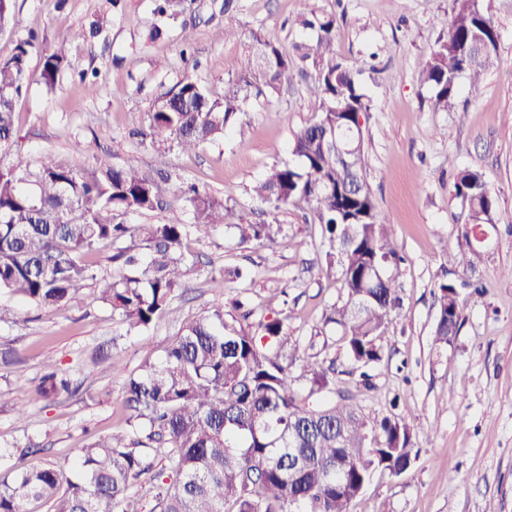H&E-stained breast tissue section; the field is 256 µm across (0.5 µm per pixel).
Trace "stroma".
<instances>
[{
    "label": "stroma",
    "instance_id": "35a3bbf8",
    "mask_svg": "<svg viewBox=\"0 0 512 512\" xmlns=\"http://www.w3.org/2000/svg\"><path fill=\"white\" fill-rule=\"evenodd\" d=\"M156 0H13V24L0 32V60L19 41L35 39L32 78L16 103V150L30 160L51 154L80 167L108 157L147 168L154 150L142 141L155 100L184 77L213 97L247 66L252 35L276 39L288 56L310 32L297 25L310 12L335 14L336 52L347 63L376 57L378 72L359 85L369 107L361 116L367 175L382 216L395 228L400 308L372 367L374 390L352 374L341 333L323 323L344 292L338 271L322 270L327 244L306 204L275 210L257 203L252 187L273 166L291 163L289 146L313 121L307 86L311 67L290 69L264 106L195 152L167 154L164 197L184 219L188 202L175 193L197 184L233 205L246 224H278L272 245L242 244L218 225L203 240L189 238L188 272L175 289L177 318L127 333L120 317L98 302V285L60 308L16 301L18 323H0V348L15 360L0 369V476L50 462H72L74 451L124 427V387L131 373L159 361L181 320L195 319L236 299L267 314L285 312L302 356L334 359L336 387L351 392L369 418L397 411L418 452L399 477L376 473L353 512H512V0H481L498 32L495 64L477 90L462 88L449 110L435 108L420 72L446 38L453 0H184L174 18ZM232 26L222 42L215 29ZM86 30L83 39L76 30ZM192 31L184 44V31ZM66 43L68 63L54 89L37 79L41 52ZM95 77L88 93L82 76ZM482 173L497 199L493 235L480 269L484 289H460L462 322L454 342L436 349L432 331L437 285L448 279V255L463 243L467 208L452 193L459 169ZM244 268L247 280L224 282L219 270ZM102 346L119 353L122 370L92 367ZM65 369L79 389L52 402L30 400L45 362Z\"/></svg>",
    "mask_w": 512,
    "mask_h": 512
}]
</instances>
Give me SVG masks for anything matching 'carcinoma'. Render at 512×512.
<instances>
[{
  "mask_svg": "<svg viewBox=\"0 0 512 512\" xmlns=\"http://www.w3.org/2000/svg\"><path fill=\"white\" fill-rule=\"evenodd\" d=\"M299 25L314 33L298 46L299 60L314 70L307 87L315 120L294 136L295 164L275 165L253 187L254 198L276 208L308 204L329 241L325 262L339 267L345 300L324 315L335 324L353 370L382 361L391 315L400 306V254L392 226L378 210L366 176L357 116L369 110L352 66L336 55V17L311 14ZM498 34L479 0H454L447 38L437 42L420 73L435 107L452 106L461 78L477 89L494 65ZM251 65L214 98L186 77L148 112L140 135L163 171L168 151L195 150L224 134L247 111L251 98L274 91L296 60L277 41L253 34ZM34 44L24 40L0 60V291L40 307H61L83 296L97 279L88 257L136 238L141 250L121 248L110 257L124 272L112 277L96 300L119 315L127 332L140 333L172 313L170 296L184 277L187 228L205 237L233 217L224 199L194 185L182 189L193 224L171 213L164 224H125L115 218L162 207V187L152 174L128 162L103 158L77 167L46 156L35 166L13 152L15 102L31 73ZM65 43L44 50L39 78L49 89L65 69ZM453 188L467 204L474 229L494 223L496 200L483 175L456 172ZM239 242L273 243L272 224H232ZM485 248L470 244L448 253L464 275L478 271ZM457 284L438 286L433 342L446 348L461 320ZM237 317L217 308L184 321L157 363L132 375L126 386L131 429L144 424L134 444L164 450L172 471L152 472L146 455L121 431L77 449L71 479L50 463L8 482L0 481V512H27L32 499L54 512H137L130 490L149 476L153 512H352L372 475L404 474L416 454L404 418H368L349 392L336 390L334 362L302 365L306 396L293 388L288 364L297 361V339L287 318ZM71 378L52 364L32 390L35 401L76 392Z\"/></svg>",
  "mask_w": 512,
  "mask_h": 512,
  "instance_id": "carcinoma-1",
  "label": "carcinoma"
}]
</instances>
